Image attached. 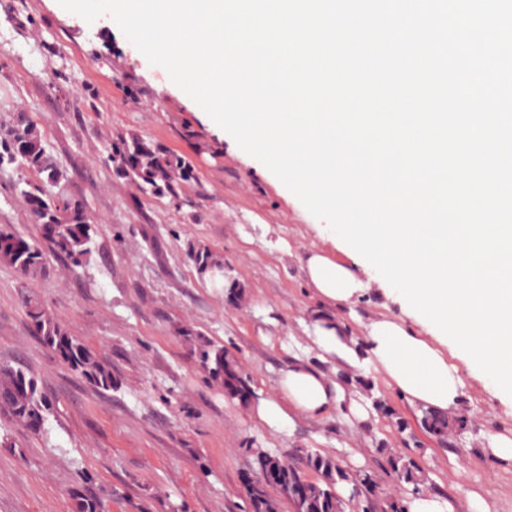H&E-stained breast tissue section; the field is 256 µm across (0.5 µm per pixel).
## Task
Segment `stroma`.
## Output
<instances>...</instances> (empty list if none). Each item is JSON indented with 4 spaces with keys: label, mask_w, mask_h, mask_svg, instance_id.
Returning a JSON list of instances; mask_svg holds the SVG:
<instances>
[{
    "label": "stroma",
    "mask_w": 512,
    "mask_h": 512,
    "mask_svg": "<svg viewBox=\"0 0 512 512\" xmlns=\"http://www.w3.org/2000/svg\"><path fill=\"white\" fill-rule=\"evenodd\" d=\"M39 130L67 191L94 219L86 267L48 257L30 280L0 263V364L29 371L54 403L40 435L0 415V512H75L74 492L101 498L112 512H244L250 450L281 456L310 448L349 475L370 473L377 504L407 499L387 451L413 459L428 493L475 512L479 492L493 512H512V459L485 452L491 433L512 436V404L462 365L460 424L447 436L421 426L411 405L374 368L363 369L367 400L381 399L406 422L379 416L359 439L338 417L278 433L207 382L182 328L202 331L244 365L256 397L271 395L294 356L314 360L301 321L317 308L305 258L327 246L302 202L169 78L110 15L87 22L58 0H0V134L18 115ZM137 135L186 157L195 168L180 200L142 195L108 159L113 139ZM28 172L0 170V224L31 239L40 233L17 186ZM224 262L225 285L201 280L190 244ZM337 319L361 335L370 319L400 316L401 294L375 270ZM243 289L226 304V284ZM36 300L112 370L120 387L102 392L73 372L32 333ZM363 448L364 461L352 456Z\"/></svg>",
    "instance_id": "35a3bbf8"
}]
</instances>
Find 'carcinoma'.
<instances>
[{
    "mask_svg": "<svg viewBox=\"0 0 512 512\" xmlns=\"http://www.w3.org/2000/svg\"><path fill=\"white\" fill-rule=\"evenodd\" d=\"M110 151L115 173L133 181L146 196L178 199L183 184L194 179L189 161L136 135L117 137L111 142ZM8 166L35 177L33 182L24 181L20 194L38 224L41 238L50 244L53 253L75 267L86 263L92 253L93 220L82 201L65 193L66 173L49 162L41 136L22 115L6 135L0 136V167ZM189 255L204 279L215 283L224 277L223 265L207 247L193 246ZM0 262L22 276L34 278L45 268V254L34 240L9 225H0ZM27 314L33 332L88 384L100 391L119 388L111 369L41 304L28 302ZM180 333L194 339L199 366L206 377L231 392L240 405H248L249 395L253 394L250 377L224 346L192 328H183ZM50 411L49 400L31 374L10 364L0 365L1 414L39 435L45 430ZM422 422L441 436L450 425L447 418L430 411L425 412ZM252 455L255 469H273L281 479L260 492L245 489L248 512H278L282 501L291 505L292 512H344V504L336 496V484L349 480V476L333 458L309 448L297 449L292 462L266 448L252 449ZM388 463L399 482L416 489L425 484V473L412 459L391 455ZM306 470L319 478L308 484L302 497H290L291 485L304 477ZM73 498L75 512H105V504L95 497L77 491Z\"/></svg>",
    "mask_w": 512,
    "mask_h": 512,
    "instance_id": "carcinoma-1",
    "label": "carcinoma"
}]
</instances>
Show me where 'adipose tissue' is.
Masks as SVG:
<instances>
[{"instance_id":"ef3b65f1","label":"adipose tissue","mask_w":512,"mask_h":512,"mask_svg":"<svg viewBox=\"0 0 512 512\" xmlns=\"http://www.w3.org/2000/svg\"><path fill=\"white\" fill-rule=\"evenodd\" d=\"M359 268V263L336 261L322 249L308 256L309 283L327 305L302 322L318 361L294 358L281 370L273 395L252 403L251 416L274 431L290 432L299 420L319 422L335 413L353 430L371 425L374 410L352 382L353 375L369 366L412 403L445 416L458 411L464 380L438 339L385 316L370 320L356 336L330 313V306L350 303L362 292Z\"/></svg>"}]
</instances>
